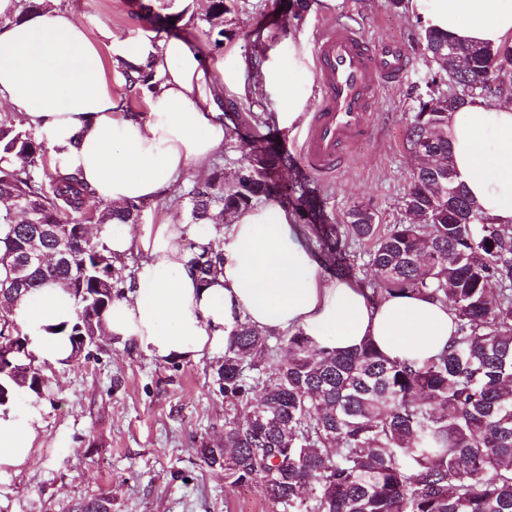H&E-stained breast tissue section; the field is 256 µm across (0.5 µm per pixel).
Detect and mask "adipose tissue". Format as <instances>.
Wrapping results in <instances>:
<instances>
[{
    "instance_id": "adipose-tissue-1",
    "label": "adipose tissue",
    "mask_w": 512,
    "mask_h": 512,
    "mask_svg": "<svg viewBox=\"0 0 512 512\" xmlns=\"http://www.w3.org/2000/svg\"><path fill=\"white\" fill-rule=\"evenodd\" d=\"M425 28L450 38L498 48L512 46V0H407ZM126 63H150L156 84L147 109L127 112L112 95L104 54ZM305 75L303 60L263 66L276 119L292 125L305 98L282 72ZM245 66L207 58L182 39L141 36L92 41L83 23L57 5L21 11L0 0V106L38 132L62 167L75 172L102 202L174 198L187 170L204 174L227 144L222 100L239 87ZM457 178L480 212L512 225V105L477 98L449 113L444 129ZM95 235L116 258H144L123 294L104 313L108 337L159 360H196L224 346L236 318L261 331L303 332L342 352L373 341L386 357L422 364L438 355L456 331L455 316L440 303L413 295L370 301L354 283L328 275L298 225L275 200L258 203L231 223L167 221L133 229L100 224ZM216 241L222 261L209 284L191 269L185 239ZM75 316V301L49 283L28 294L15 318L40 363L61 365L71 354L57 325ZM41 427L36 406L0 409V470L32 458Z\"/></svg>"
}]
</instances>
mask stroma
Returning <instances> with one entry per match:
<instances>
[{
    "mask_svg": "<svg viewBox=\"0 0 512 512\" xmlns=\"http://www.w3.org/2000/svg\"><path fill=\"white\" fill-rule=\"evenodd\" d=\"M74 12L91 38L100 28L116 40L155 31L176 37L213 58L250 60L254 56L312 63L313 43L324 23L360 19L377 42L403 41L411 67L403 80L384 89L374 116V134L355 147L347 165L322 178L301 165L284 171L286 181L309 184L323 202L327 223L342 224L356 205L370 208L380 228L400 223L402 197L414 159L405 144V119L436 65L418 46L420 24L405 7L388 0H339L324 7L309 0L301 20L275 0H234L224 15L222 45L206 20L202 0H59ZM169 17L155 29L153 15ZM231 110L225 121L252 112L275 113L262 75L246 70L243 88L225 91ZM223 351L171 369L142 350L105 338L93 356L52 372L49 394L39 400L42 424L32 463L0 471V512H76L80 504L107 498L112 512H270L255 486L230 488L224 473L202 464L200 442L216 446L224 435V400L210 390L213 369ZM120 387H113V379ZM190 473L189 482L178 472Z\"/></svg>",
    "mask_w": 512,
    "mask_h": 512,
    "instance_id": "1",
    "label": "stroma"
}]
</instances>
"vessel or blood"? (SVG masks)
Listing matches in <instances>:
<instances>
[{
	"instance_id": "vessel-or-blood-1",
	"label": "vessel or blood",
	"mask_w": 512,
	"mask_h": 512,
	"mask_svg": "<svg viewBox=\"0 0 512 512\" xmlns=\"http://www.w3.org/2000/svg\"><path fill=\"white\" fill-rule=\"evenodd\" d=\"M312 54L321 98L298 154L306 170L327 177L338 173L350 151L372 136L380 92L399 82L411 58L402 44L377 43L339 23L320 31Z\"/></svg>"
}]
</instances>
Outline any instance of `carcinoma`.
Listing matches in <instances>:
<instances>
[{
    "label": "carcinoma",
    "mask_w": 512,
    "mask_h": 512,
    "mask_svg": "<svg viewBox=\"0 0 512 512\" xmlns=\"http://www.w3.org/2000/svg\"><path fill=\"white\" fill-rule=\"evenodd\" d=\"M420 42L438 71L407 120L405 141L409 152L421 148L447 166L411 173L405 222L382 233L357 205L349 223H321L319 199L282 180L292 159L268 136L257 140L256 162L243 176L227 183L217 166L186 192L189 224L209 223L216 210L229 223L269 197L307 214L304 239L338 278L351 271L349 241H370L377 275L370 298L427 296L457 322L448 347L417 366L387 358L368 341L336 352L301 331L268 333L237 321L212 376L214 394L224 397V446L202 442L196 454L224 471L226 485L259 486L270 512H512V226L463 223L479 210L461 184H448L454 163L441 133L448 113L471 100L512 93V47L491 56L484 46L426 29ZM125 77L133 88L149 85L152 74L131 66ZM0 201V280L26 266L21 287L0 296V336L18 344L0 357L2 407L41 399L51 383L14 307L58 284L76 303L61 332L72 348L91 352L126 279L107 244L87 242L82 227L134 224L143 204H102L78 175L60 172L43 140L7 119L0 120ZM62 240L70 259L27 265L29 254L53 251ZM219 260L213 241L193 254L201 283Z\"/></svg>",
    "instance_id": "carcinoma-1"
}]
</instances>
